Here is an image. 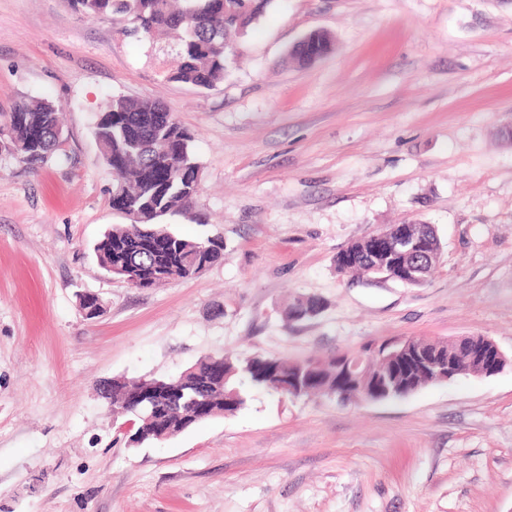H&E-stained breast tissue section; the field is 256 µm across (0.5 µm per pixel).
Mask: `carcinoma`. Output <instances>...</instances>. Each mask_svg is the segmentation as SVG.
<instances>
[{
  "label": "carcinoma",
  "mask_w": 512,
  "mask_h": 512,
  "mask_svg": "<svg viewBox=\"0 0 512 512\" xmlns=\"http://www.w3.org/2000/svg\"><path fill=\"white\" fill-rule=\"evenodd\" d=\"M83 17L124 14L131 24L129 33L151 38L177 30L176 65L167 74L170 81L212 89L224 82L227 70L236 63L238 39L266 12L271 0H70ZM107 116L96 115L94 137L106 165L119 180L116 194L124 211L133 216L131 224H114L95 247L99 264L131 265L140 288L154 287L161 269L174 279H188L203 266H211L224 256V240L182 237L171 232L161 218L168 215H192L200 181L201 164L194 150L195 135L180 125L160 101H135L113 98L103 108ZM10 147L5 152L18 158L34 172L39 171L62 147L63 126L59 108L44 99H19L11 111L0 113V133ZM367 238L355 240L349 247L357 250L358 265L353 271L369 273L364 264ZM322 301L300 297L286 314L293 320L317 315ZM225 362L224 389L210 393L205 413L184 419L165 412H151L143 405L132 408L127 390L112 391V413L131 416L135 432L133 442H148L164 434L184 433L197 422L232 414L246 403L240 385L248 381L254 387L288 394L284 384L288 373H308L310 389L321 392L335 387L330 372L334 359L316 360L315 372L306 371L299 362L252 356L231 357L221 353L199 360L192 371L170 381L176 387L191 378L204 381L210 374L213 358ZM385 368V360L376 356L358 379L365 390L372 388L374 377Z\"/></svg>",
  "instance_id": "1"
}]
</instances>
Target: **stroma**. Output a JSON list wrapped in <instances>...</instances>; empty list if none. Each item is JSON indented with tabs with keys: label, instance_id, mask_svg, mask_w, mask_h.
Returning <instances> with one entry per match:
<instances>
[{
	"label": "stroma",
	"instance_id": "35a3bbf8",
	"mask_svg": "<svg viewBox=\"0 0 512 512\" xmlns=\"http://www.w3.org/2000/svg\"><path fill=\"white\" fill-rule=\"evenodd\" d=\"M0 0V113L61 107L60 156L0 153V512H512V366L400 399L252 388L235 414L137 446L99 394L222 351L288 361L484 335L512 357V0H272L211 90L167 81L173 40ZM314 30V64L288 62ZM115 97L164 101L202 165L193 278L134 288L94 247L126 223L92 133ZM433 225L426 282L336 269L354 240ZM104 312L86 319L79 298ZM321 299L304 321L294 297Z\"/></svg>",
	"mask_w": 512,
	"mask_h": 512
}]
</instances>
